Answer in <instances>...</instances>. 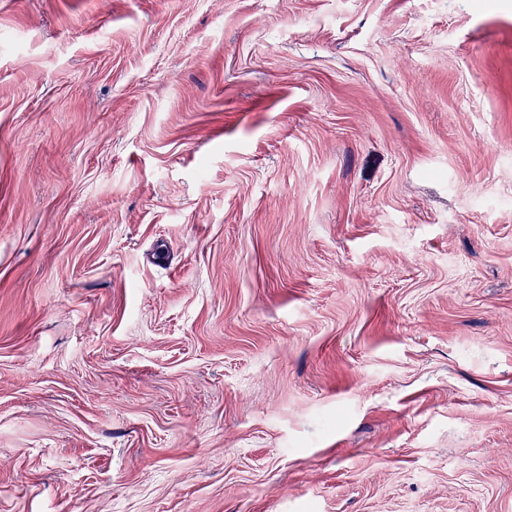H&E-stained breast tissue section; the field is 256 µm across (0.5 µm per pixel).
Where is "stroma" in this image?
Masks as SVG:
<instances>
[{"label": "stroma", "instance_id": "1", "mask_svg": "<svg viewBox=\"0 0 512 512\" xmlns=\"http://www.w3.org/2000/svg\"><path fill=\"white\" fill-rule=\"evenodd\" d=\"M0 512H512V0H0Z\"/></svg>", "mask_w": 512, "mask_h": 512}]
</instances>
